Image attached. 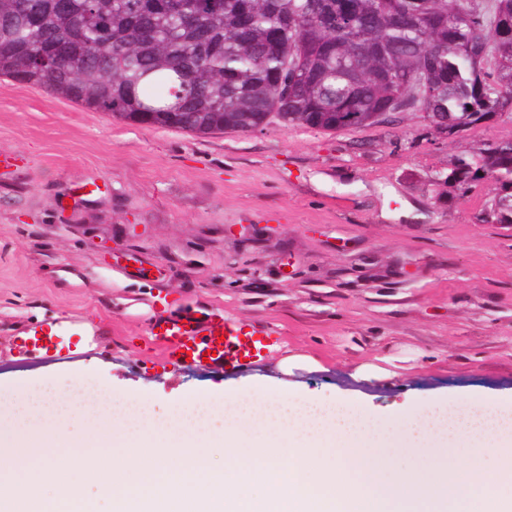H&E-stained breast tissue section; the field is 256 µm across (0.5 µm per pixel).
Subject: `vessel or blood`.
Here are the masks:
<instances>
[{"label": "vessel or blood", "instance_id": "vessel-or-blood-1", "mask_svg": "<svg viewBox=\"0 0 512 512\" xmlns=\"http://www.w3.org/2000/svg\"><path fill=\"white\" fill-rule=\"evenodd\" d=\"M150 337L160 348L162 365L210 367L235 371L263 361L282 344L281 336L256 323L225 322L212 311H180L156 318ZM79 336H64L56 329L32 327L21 336L20 354H40L65 360L81 354Z\"/></svg>", "mask_w": 512, "mask_h": 512}]
</instances>
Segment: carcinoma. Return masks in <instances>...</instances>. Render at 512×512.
<instances>
[{
	"instance_id": "carcinoma-1",
	"label": "carcinoma",
	"mask_w": 512,
	"mask_h": 512,
	"mask_svg": "<svg viewBox=\"0 0 512 512\" xmlns=\"http://www.w3.org/2000/svg\"><path fill=\"white\" fill-rule=\"evenodd\" d=\"M0 77L133 124L325 132L512 109V0H0ZM512 224V142L442 173Z\"/></svg>"
}]
</instances>
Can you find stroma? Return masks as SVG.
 Listing matches in <instances>:
<instances>
[{"instance_id": "1", "label": "stroma", "mask_w": 512, "mask_h": 512, "mask_svg": "<svg viewBox=\"0 0 512 512\" xmlns=\"http://www.w3.org/2000/svg\"><path fill=\"white\" fill-rule=\"evenodd\" d=\"M501 138L511 116L438 141L416 112L335 133L275 121L197 137L0 77V380L81 374L160 411L252 377L382 416L511 397L512 224L482 222L491 183L461 200L435 180ZM185 307L283 343L233 372L158 367L151 324ZM45 324L83 337L82 356L12 351ZM290 354L316 364L283 372ZM366 364L389 377L360 379Z\"/></svg>"}]
</instances>
